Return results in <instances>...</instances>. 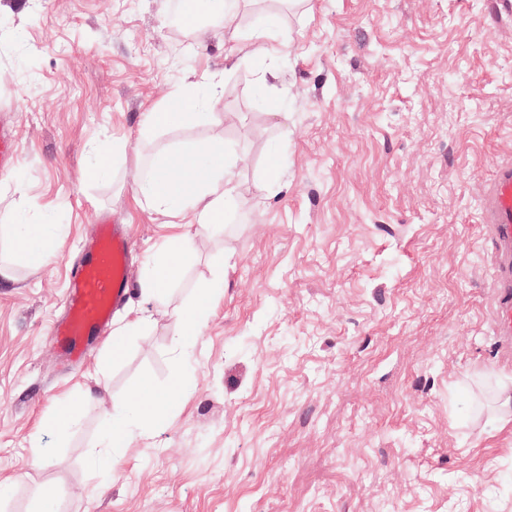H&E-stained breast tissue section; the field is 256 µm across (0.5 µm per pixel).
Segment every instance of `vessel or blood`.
Wrapping results in <instances>:
<instances>
[{"label":"vessel or blood","mask_w":512,"mask_h":512,"mask_svg":"<svg viewBox=\"0 0 512 512\" xmlns=\"http://www.w3.org/2000/svg\"><path fill=\"white\" fill-rule=\"evenodd\" d=\"M17 159L12 129L0 122V170ZM481 220L495 244L493 258L494 334L503 351L512 350V161L501 162L481 200ZM128 244L119 225L99 224L94 240L73 273L67 313L51 328L58 348L81 359L89 342L111 322L129 294Z\"/></svg>","instance_id":"vessel-or-blood-1"}]
</instances>
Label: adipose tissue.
<instances>
[{
	"mask_svg": "<svg viewBox=\"0 0 512 512\" xmlns=\"http://www.w3.org/2000/svg\"><path fill=\"white\" fill-rule=\"evenodd\" d=\"M220 98L219 84L206 77L196 90L177 93L175 110L148 113V126L175 122L191 123L201 110L214 107ZM134 199L169 219L171 231L146 260L139 282L145 299L161 298L190 264L192 253L183 221L192 218L199 229L223 225L224 215L238 195L231 150L220 140L197 144L184 154L155 156L148 173L133 179ZM14 252L28 266L39 268L57 257L61 231L50 224L7 223ZM224 293V278L216 276L178 313L180 358H187L210 319L214 306ZM187 399V378L175 373L164 389L146 382L136 383L112 402L111 414L100 426V444L89 454L91 467L109 473L123 460L136 436H145L164 428Z\"/></svg>",
	"mask_w": 512,
	"mask_h": 512,
	"instance_id": "1",
	"label": "adipose tissue"
}]
</instances>
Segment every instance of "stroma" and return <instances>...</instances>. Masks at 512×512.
I'll return each instance as SVG.
<instances>
[{
	"label": "stroma",
	"instance_id": "35a3bbf8",
	"mask_svg": "<svg viewBox=\"0 0 512 512\" xmlns=\"http://www.w3.org/2000/svg\"><path fill=\"white\" fill-rule=\"evenodd\" d=\"M188 5L0 0V108L18 153L0 216L64 233L38 269L0 234V512H37L47 495L63 512H512V421L490 422L488 378L512 362L498 358L479 210L512 147V0H312L283 9L274 61L236 39L258 0L231 27L171 23ZM204 76L223 83L217 120L142 126ZM216 139L239 186L223 230L193 235L160 305L131 286L113 324L152 320L123 359L101 341L63 363L50 327L100 219L127 225L135 279L169 232L132 199L138 162ZM114 143L90 178L96 147ZM219 273L224 298L181 363L173 313ZM180 369L185 407L113 475L93 470L113 395ZM87 388L68 429L41 430L57 398Z\"/></svg>",
	"mask_w": 512,
	"mask_h": 512
}]
</instances>
